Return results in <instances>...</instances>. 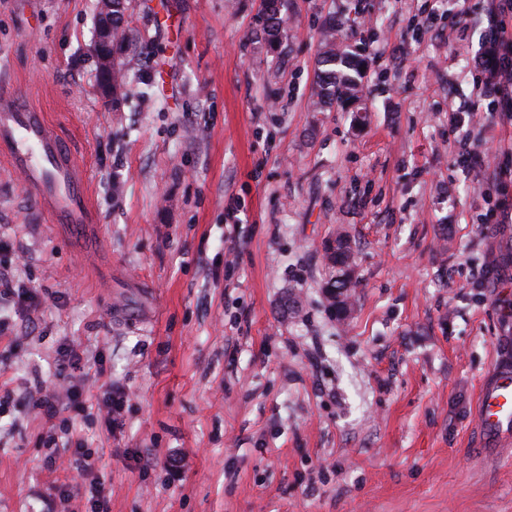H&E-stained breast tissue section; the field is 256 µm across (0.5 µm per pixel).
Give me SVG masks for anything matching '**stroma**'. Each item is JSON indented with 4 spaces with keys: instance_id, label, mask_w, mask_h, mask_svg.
<instances>
[{
    "instance_id": "obj_1",
    "label": "stroma",
    "mask_w": 512,
    "mask_h": 512,
    "mask_svg": "<svg viewBox=\"0 0 512 512\" xmlns=\"http://www.w3.org/2000/svg\"><path fill=\"white\" fill-rule=\"evenodd\" d=\"M99 0H0V87L44 112L88 187L100 244L54 227L0 157V276L31 280V321L0 337V384L55 383L80 340L70 414L110 512H512V450L479 453L484 379L512 323V223L453 157L449 104L476 105L483 0H131L138 84L112 103L90 50ZM472 17L459 49L450 20ZM371 18L348 107L316 111L320 32ZM355 253L349 313L328 309L326 248ZM45 418L0 414V512H87L49 465ZM77 491L60 509L63 484ZM100 399L97 400V410L104 417L107 429H119L123 426V411L127 395L122 390L112 389V386L101 387Z\"/></svg>"
}]
</instances>
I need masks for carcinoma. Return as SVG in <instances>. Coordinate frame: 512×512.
Here are the masks:
<instances>
[{"instance_id":"carcinoma-1","label":"carcinoma","mask_w":512,"mask_h":512,"mask_svg":"<svg viewBox=\"0 0 512 512\" xmlns=\"http://www.w3.org/2000/svg\"><path fill=\"white\" fill-rule=\"evenodd\" d=\"M283 0H267V32L271 37L277 36L286 25L282 14ZM129 9V0H112V47L123 51L130 42V36L122 25L125 12ZM362 72L356 62V51L349 45L336 44V25L328 23L325 27L323 49L318 59L316 82L318 83L317 107L325 108L336 100H341L360 85ZM130 84L123 69L112 74V99L119 101L130 95ZM328 262L334 273L325 285L326 295L336 296L350 293L355 282L342 273V267H351L354 254L341 247H335L328 255Z\"/></svg>"}]
</instances>
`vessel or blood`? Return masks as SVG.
I'll return each instance as SVG.
<instances>
[{"mask_svg":"<svg viewBox=\"0 0 512 512\" xmlns=\"http://www.w3.org/2000/svg\"><path fill=\"white\" fill-rule=\"evenodd\" d=\"M0 156L25 177L27 193L53 222L75 233L93 231L87 187L44 113L23 104L14 90H0ZM478 426L486 446L512 445V370L501 369L481 387Z\"/></svg>","mask_w":512,"mask_h":512,"instance_id":"vessel-or-blood-1","label":"vessel or blood"}]
</instances>
